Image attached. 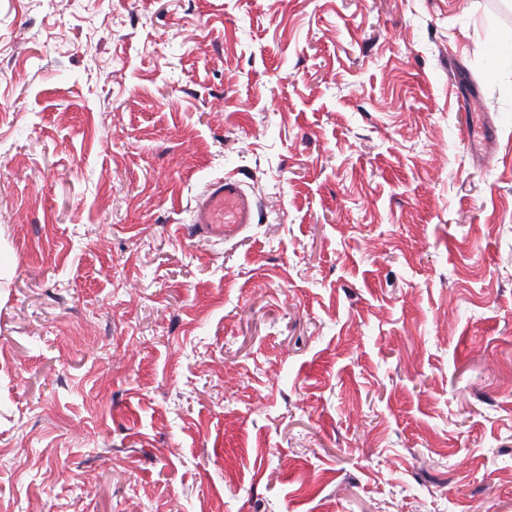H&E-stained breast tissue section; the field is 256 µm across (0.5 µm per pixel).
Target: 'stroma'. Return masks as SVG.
<instances>
[{"label":"stroma","mask_w":512,"mask_h":512,"mask_svg":"<svg viewBox=\"0 0 512 512\" xmlns=\"http://www.w3.org/2000/svg\"><path fill=\"white\" fill-rule=\"evenodd\" d=\"M511 34L512 0H0V512H512ZM255 207L242 182L225 176L207 185L192 210L191 223L199 232L224 239L252 223Z\"/></svg>","instance_id":"1"}]
</instances>
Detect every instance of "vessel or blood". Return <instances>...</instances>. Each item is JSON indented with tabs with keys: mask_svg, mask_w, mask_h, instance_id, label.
<instances>
[{
	"mask_svg": "<svg viewBox=\"0 0 512 512\" xmlns=\"http://www.w3.org/2000/svg\"><path fill=\"white\" fill-rule=\"evenodd\" d=\"M255 207L242 182L227 176L207 185L192 210L191 222L198 231L224 239L252 223Z\"/></svg>",
	"mask_w": 512,
	"mask_h": 512,
	"instance_id": "obj_1",
	"label": "vessel or blood"
}]
</instances>
